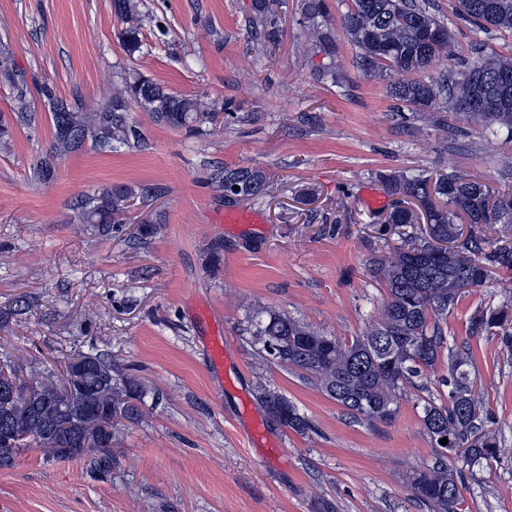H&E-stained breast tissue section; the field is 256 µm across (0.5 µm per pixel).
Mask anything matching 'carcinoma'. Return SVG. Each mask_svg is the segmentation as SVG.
<instances>
[{"mask_svg":"<svg viewBox=\"0 0 512 512\" xmlns=\"http://www.w3.org/2000/svg\"><path fill=\"white\" fill-rule=\"evenodd\" d=\"M113 6L125 25V52H142L139 3L113 0ZM279 7V0H253L254 42L276 43ZM458 9L481 29L512 30V0H458ZM302 12L310 22V44L330 59L318 79L336 77V43L317 23L328 15L325 0H302ZM341 24L357 66L369 75L390 71L396 76L389 88L394 99L422 112L452 107L466 124L496 129L512 140V97L504 102L497 93L500 81L512 86L511 57L481 53L476 70L450 67L436 78H417L435 62L454 57L453 36L430 0H351ZM0 79L17 89V121L35 128L36 111L8 51L0 53ZM37 93L50 112L57 154L79 151L88 142L100 153L138 147L140 137L128 116L132 101L155 122L194 133L238 119L230 102L178 94L138 72L128 73L121 88L90 112L48 85L38 86ZM379 178L389 194L418 202L432 232L412 234L377 259L374 270L386 298L376 324L346 343L284 312L259 307L251 311L249 332L260 357L312 383L356 422L389 423L407 389L420 392L417 405L436 456L409 476L410 487L431 512H455L461 470L448 465V454L463 448L467 465H490L500 460L501 447L485 429L470 351L448 346L443 323L462 295L482 286L493 270H512V190H496L465 172L433 180L395 172ZM208 182L226 200L242 201L263 194L269 178L258 167L218 165L210 169ZM134 197L129 187L111 186L79 196L74 207L84 223L108 236L122 231V215ZM462 217L477 226L499 224L501 233L491 240L474 233L464 238ZM385 223L410 227L416 220L411 208L398 205ZM470 330L512 338V310L481 308L470 318ZM98 358L101 369L69 389L51 372L29 373L9 356L0 362V466L11 465L33 446L53 458L110 454L116 427L140 420L145 390L137 379L114 370L107 356ZM441 362L446 373L438 385L447 393L438 399L429 393L427 372ZM256 398L275 424L299 435L312 430L310 419L277 390L260 383ZM443 438L445 445L439 443Z\"/></svg>","mask_w":512,"mask_h":512,"instance_id":"1","label":"carcinoma"}]
</instances>
